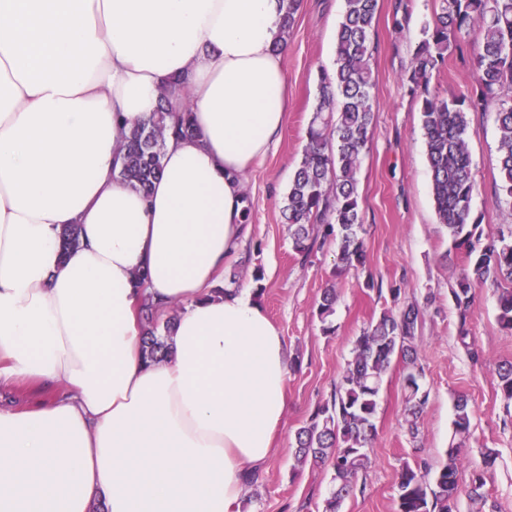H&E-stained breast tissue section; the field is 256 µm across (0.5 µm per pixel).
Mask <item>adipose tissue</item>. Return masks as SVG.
I'll use <instances>...</instances> for the list:
<instances>
[{
	"label": "adipose tissue",
	"instance_id": "ef3b65f1",
	"mask_svg": "<svg viewBox=\"0 0 512 512\" xmlns=\"http://www.w3.org/2000/svg\"><path fill=\"white\" fill-rule=\"evenodd\" d=\"M281 8L0 0V389L54 392L0 406V512H235L271 457L292 357L249 290L214 288L288 111ZM188 100L151 190L118 181L123 132ZM146 298L180 305L161 361ZM160 316L152 308V305L144 304V324L143 334L145 336L144 343L147 358L150 360H158L165 353L167 345L165 344L162 334L159 332V324L157 317Z\"/></svg>",
	"mask_w": 512,
	"mask_h": 512
}]
</instances>
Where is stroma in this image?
I'll return each mask as SVG.
<instances>
[{"label": "stroma", "mask_w": 512, "mask_h": 512, "mask_svg": "<svg viewBox=\"0 0 512 512\" xmlns=\"http://www.w3.org/2000/svg\"><path fill=\"white\" fill-rule=\"evenodd\" d=\"M380 0L373 38L372 133L357 174L367 247V269L337 273L338 245L327 242L307 260L291 249L282 207L307 143V127L319 93L321 69H332L336 31L344 0H301L298 22L288 39L283 66L290 106L275 147L246 174L243 185L250 207V232L238 254L224 265L221 286L254 290L251 274L262 267V292L255 298L280 328L293 358L288 376V410L277 432L273 453L256 485L244 489L241 512H322L329 489L325 469L294 470L291 445L317 403L330 395L351 358L356 336L371 318L392 306L391 289L401 300L435 303L419 327L423 383L430 393L419 442L403 427L404 365L393 361L384 377L376 416L372 463L360 477L361 489L342 512H395V483L401 460L424 458L432 468L447 459L453 442L457 395L466 394L474 411L467 443L471 463L484 448L499 456L487 474L484 492L494 512H512V423L506 421L497 385L496 365L512 360V331L497 321L494 289L478 290L470 313L471 334L485 353L475 363L456 338L457 313L448 288L459 274L461 250L453 248L447 228L435 212L431 172L418 101L402 80L415 47L424 37L436 0ZM473 45L448 56L433 90L442 97L467 92L475 83ZM498 132L494 111L470 117L469 150L477 190L472 201L484 234H496L512 222V213L495 195ZM381 280L384 293L367 291L366 274ZM335 284L333 335H324L317 317L323 288Z\"/></svg>", "instance_id": "obj_1"}]
</instances>
